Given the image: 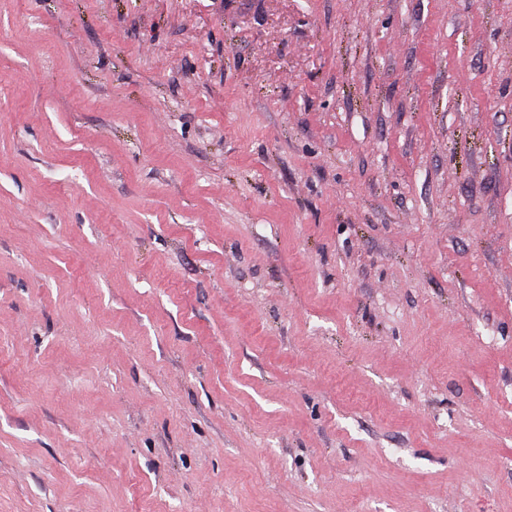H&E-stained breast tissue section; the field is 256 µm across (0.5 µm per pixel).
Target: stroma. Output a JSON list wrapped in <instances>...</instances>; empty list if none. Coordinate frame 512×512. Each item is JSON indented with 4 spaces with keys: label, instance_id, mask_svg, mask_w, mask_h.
I'll return each instance as SVG.
<instances>
[{
    "label": "stroma",
    "instance_id": "obj_1",
    "mask_svg": "<svg viewBox=\"0 0 512 512\" xmlns=\"http://www.w3.org/2000/svg\"><path fill=\"white\" fill-rule=\"evenodd\" d=\"M0 512H512V0H0Z\"/></svg>",
    "mask_w": 512,
    "mask_h": 512
}]
</instances>
